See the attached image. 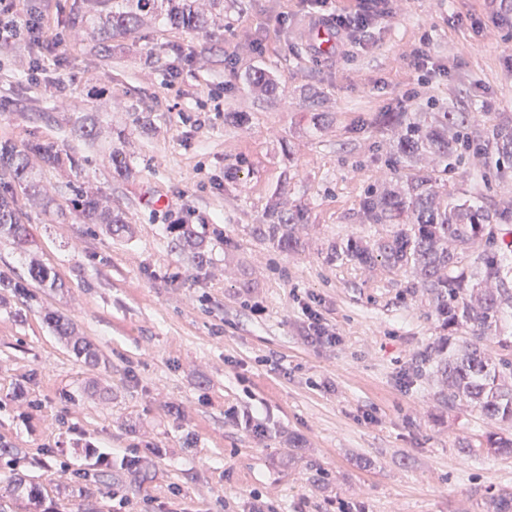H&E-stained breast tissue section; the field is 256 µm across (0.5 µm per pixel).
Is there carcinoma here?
Listing matches in <instances>:
<instances>
[{
    "label": "carcinoma",
    "mask_w": 512,
    "mask_h": 512,
    "mask_svg": "<svg viewBox=\"0 0 512 512\" xmlns=\"http://www.w3.org/2000/svg\"><path fill=\"white\" fill-rule=\"evenodd\" d=\"M45 0H26V10L35 26L26 32L30 48L39 54L53 47L41 38L38 23L44 14ZM224 15V0H208V9L199 10L197 0H74L68 19L69 28L87 37L100 49L110 43L133 40L145 20L163 17L171 28L184 32H205L212 17ZM243 81L262 92H272L279 81L264 69L248 72ZM376 120L386 126L401 128L393 147L390 166L396 177L413 159L433 155L443 171H453L456 163L473 151L488 158V147L472 136V117L468 112H437L429 121H421L406 112H381ZM497 154L512 161V121L504 122L492 133ZM47 166L65 163L73 169L82 166V158L53 143L25 144L0 142V237H6L20 249L31 244L25 216L18 207L17 193L38 195L41 186L32 177V158ZM74 206L89 224H98L114 235L124 231L121 212L105 208L99 199L78 187ZM362 224H389L391 234L368 243L349 237L332 246V256L366 267L381 262L390 270L410 269L413 287L422 288L435 303L442 330L465 327L469 338L465 346L447 352L451 337L440 339L435 368L441 374L447 400L463 401L482 414L512 423V341L504 335L505 321L512 320V242L498 237L499 224L512 221V201L507 200L493 212L471 200L442 204L438 201L436 179L418 170L406 180L400 192L379 195L370 190L361 199L358 211ZM305 212L298 209L283 213L270 201L265 207V223L259 232L272 246L280 249L298 245L294 228L305 223ZM172 244L187 250L198 260L206 255V244L190 224L170 225ZM482 248L478 265L464 264V252L472 246ZM29 278L49 288L63 283L49 268L33 265ZM47 321L54 332L69 340L73 350L93 362L96 354L89 342L78 336L71 323L60 315L50 314ZM497 339L502 353L492 359L480 343ZM480 447L495 454H512V438L489 433ZM488 512H512V493L491 494L485 501Z\"/></svg>",
    "instance_id": "cac0c4a2"
}]
</instances>
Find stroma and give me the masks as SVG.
Returning a JSON list of instances; mask_svg holds the SVG:
<instances>
[{
    "label": "stroma",
    "instance_id": "1",
    "mask_svg": "<svg viewBox=\"0 0 512 512\" xmlns=\"http://www.w3.org/2000/svg\"><path fill=\"white\" fill-rule=\"evenodd\" d=\"M72 3H46L62 50L33 57L21 36L0 49V141L85 159L77 171L35 165L47 195L18 199L32 244L0 239L1 274L27 279L36 261L63 282L27 297L0 290V487L22 478L51 512H113L117 497L127 512H486L485 490H512V457L459 451L512 425L446 402L415 372L441 330L411 273L330 257L348 236L391 232L357 216L367 188L398 186L397 134L377 113L472 112L482 138L512 117V23L481 0H388L367 32L325 54L308 27L356 0H224L209 34L153 17L106 61L63 27ZM247 31L260 49L227 64L225 41ZM171 45L192 52L175 74ZM416 47L449 72L414 99ZM257 68L278 77L275 93L231 79ZM228 112L252 120L234 127ZM81 114L92 139L70 134ZM418 166L441 194L490 211L512 199L510 167ZM76 185L120 209L130 233L83 223ZM272 196L307 213L295 249L258 234ZM178 216L207 242L204 262L174 249ZM309 306L335 342L309 338ZM49 312L93 344L95 362L54 335ZM250 404L261 432L235 418ZM89 448L142 471L96 468Z\"/></svg>",
    "mask_w": 512,
    "mask_h": 512
}]
</instances>
